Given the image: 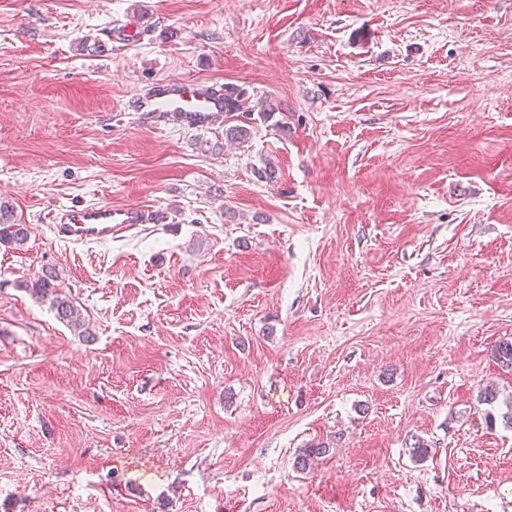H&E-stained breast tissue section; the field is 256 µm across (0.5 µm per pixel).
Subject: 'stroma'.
<instances>
[{"mask_svg":"<svg viewBox=\"0 0 512 512\" xmlns=\"http://www.w3.org/2000/svg\"><path fill=\"white\" fill-rule=\"evenodd\" d=\"M197 78L279 110H127ZM0 197V512H512V0H0ZM103 202L169 221L48 228ZM226 88L213 80L168 79L138 94L129 107L156 127H209L226 118L241 117L235 124L224 123V139L244 147L252 138V109L234 115L233 111L244 108L245 100L240 99L243 92L233 88L226 98L231 110L226 112ZM30 226L22 224L8 200H0V245L20 247L30 236ZM167 214L160 210L127 204L124 206L72 204L52 215V230L63 241L100 242L128 232L137 224H165ZM58 271L56 267L48 266L42 268L41 275L34 280L31 285L25 283L20 287L28 289L38 299H48L52 309H54L57 318L70 326H81V313L66 297H61L58 293L59 284Z\"/></svg>","mask_w":512,"mask_h":512,"instance_id":"obj_1","label":"stroma"}]
</instances>
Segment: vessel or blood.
Instances as JSON below:
<instances>
[{"instance_id": "1", "label": "vessel or blood", "mask_w": 512, "mask_h": 512, "mask_svg": "<svg viewBox=\"0 0 512 512\" xmlns=\"http://www.w3.org/2000/svg\"><path fill=\"white\" fill-rule=\"evenodd\" d=\"M225 95V86L218 81L168 79L138 94L130 109L158 127H209L223 120ZM166 221L164 211L138 204H73L54 212L52 230L66 242H100L140 224Z\"/></svg>"}]
</instances>
